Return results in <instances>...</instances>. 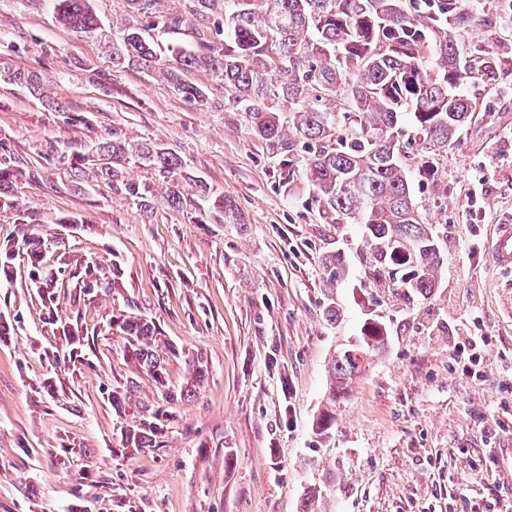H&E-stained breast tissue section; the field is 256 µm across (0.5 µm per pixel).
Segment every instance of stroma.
<instances>
[{
    "mask_svg": "<svg viewBox=\"0 0 512 512\" xmlns=\"http://www.w3.org/2000/svg\"><path fill=\"white\" fill-rule=\"evenodd\" d=\"M92 7L86 36L59 24L55 0H0V62L40 71L45 95L88 120L69 125L0 76V142L44 175L18 185V203L48 246L116 263L122 286L97 296L90 322L153 319L179 350L169 385L199 357L209 376L166 405L161 449L120 454L137 401L164 405L126 364L120 331L55 365L66 342L40 300L24 280L0 284L15 329L0 343V512H470L482 498L512 512V268L488 258L493 225L512 223V72L466 86L478 109L440 180L413 183L444 259L425 299L383 280L361 225L287 195L249 114L225 111L209 72L190 76L200 104L154 71L113 68L108 48L134 19L123 0ZM115 129L177 152L233 214L198 224L190 208L143 215L102 182L70 191L58 151ZM59 216L80 224L64 232ZM373 321L385 344L319 430L331 362ZM479 335L490 344L471 377L456 352ZM114 389L130 390L125 411Z\"/></svg>",
    "mask_w": 512,
    "mask_h": 512,
    "instance_id": "35a3bbf8",
    "label": "stroma"
}]
</instances>
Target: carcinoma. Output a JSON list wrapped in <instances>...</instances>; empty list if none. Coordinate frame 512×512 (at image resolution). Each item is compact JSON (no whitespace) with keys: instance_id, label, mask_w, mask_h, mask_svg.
Returning a JSON list of instances; mask_svg holds the SVG:
<instances>
[{"instance_id":"obj_1","label":"carcinoma","mask_w":512,"mask_h":512,"mask_svg":"<svg viewBox=\"0 0 512 512\" xmlns=\"http://www.w3.org/2000/svg\"><path fill=\"white\" fill-rule=\"evenodd\" d=\"M140 23L128 28L112 48V67L153 69L158 64L151 29H179L194 20L196 48L180 51L163 79L188 99L204 101L206 93L184 79L203 69L224 85V111L250 114L252 134L279 158L288 190H303L333 224H362L377 250L376 261L394 281L426 297L436 287L439 250L422 248L433 238L431 224L415 201L406 161L427 182L440 177V161L457 143L473 118L476 103L464 92L473 79L492 81L512 67L508 56L493 50L496 31L512 25V0H485L488 7L469 9V0H185V12L171 14L163 0H125ZM61 23L88 34L98 26L90 0H56ZM477 28L484 37L464 40ZM9 80L28 90L48 109L58 104L42 93L35 70H14ZM421 145L413 155L408 149ZM312 148L297 160L299 145ZM104 162L86 160L88 151ZM58 159L74 171L72 190L104 182L113 193L132 199L148 215L157 204L173 209L194 206V223L223 222L231 205L189 172L170 150L151 143H131L120 132L89 146L72 145ZM151 171L145 182L127 178V165ZM41 178L35 167L20 166L0 154V210L20 211L14 197L21 178ZM193 189L194 200L184 194ZM25 255L26 282L34 288L48 323L60 325L68 351L54 356L61 364L98 335L86 320L95 297L121 287L112 265L49 250L34 232L22 231L17 243L0 246V283L16 279L14 260ZM69 297L72 314L55 313L56 302ZM124 334V359L163 391L168 404L191 396L207 380L208 367L192 365L186 383L167 387L166 357L177 350L152 320L142 316L111 318L107 331ZM384 346L376 324L366 326L356 349L340 352L331 363L329 401L348 394L349 383L367 360ZM165 409L142 407L138 423L121 437L122 451L132 455L161 448Z\"/></svg>"}]
</instances>
